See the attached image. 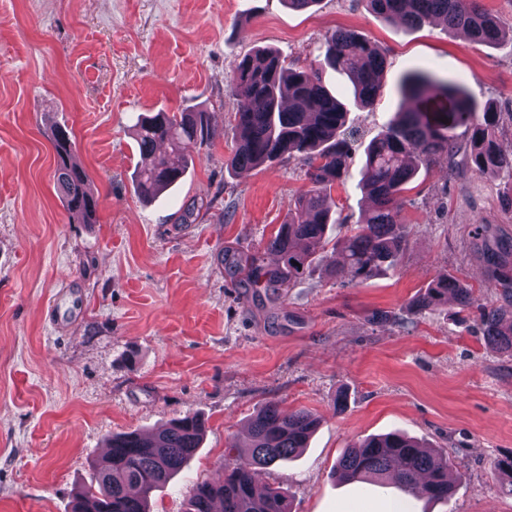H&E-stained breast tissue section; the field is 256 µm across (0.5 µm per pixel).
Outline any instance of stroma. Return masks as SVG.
I'll return each instance as SVG.
<instances>
[{
	"label": "stroma",
	"mask_w": 512,
	"mask_h": 512,
	"mask_svg": "<svg viewBox=\"0 0 512 512\" xmlns=\"http://www.w3.org/2000/svg\"><path fill=\"white\" fill-rule=\"evenodd\" d=\"M340 29L367 35L387 74L359 110L345 76L325 70L357 132L331 191L337 222L312 268L274 290L260 276L273 264L266 245L308 189V167L296 155L228 169L230 79L255 48L317 63L324 35ZM420 68L461 80L477 105L512 110V42L480 45L435 22L409 30L363 0L305 10L283 0H0V512H72L113 433L194 414L206 425L200 448L151 498V512H184L195 483L223 478L229 446L269 402L320 420L299 458L257 472L287 491L292 512H389L399 501L405 512H512L494 470L512 456V356L477 329L479 306L497 301L486 253L512 241V182L437 163L403 194L410 242L397 267L360 280L333 266L337 240L369 205L364 150L399 108V76ZM183 109L213 112L218 134L186 145L181 181L142 200L132 126ZM55 126L76 143L96 223L74 221L55 189ZM233 255L248 266L231 268ZM446 273L477 305L414 313ZM394 430L447 453L448 502L334 478L350 445Z\"/></svg>",
	"instance_id": "35a3bbf8"
}]
</instances>
